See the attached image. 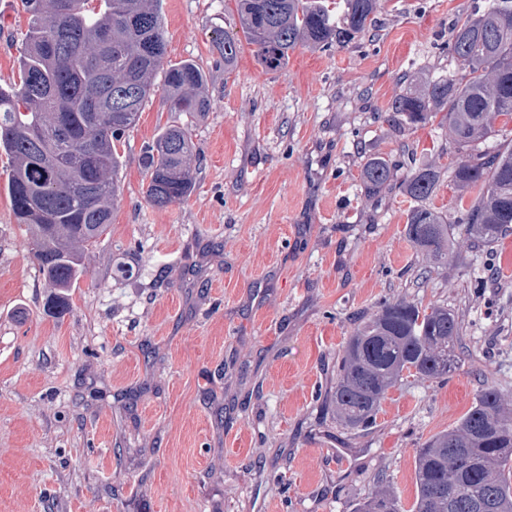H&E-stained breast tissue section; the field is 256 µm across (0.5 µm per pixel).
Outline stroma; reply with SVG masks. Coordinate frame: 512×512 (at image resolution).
I'll list each match as a JSON object with an SVG mask.
<instances>
[{
    "label": "stroma",
    "instance_id": "1",
    "mask_svg": "<svg viewBox=\"0 0 512 512\" xmlns=\"http://www.w3.org/2000/svg\"><path fill=\"white\" fill-rule=\"evenodd\" d=\"M485 2L381 0L359 40L297 47L275 70L246 45L228 70L213 39L238 31L234 0H161L167 59L208 76L195 188L145 199V146L187 121L152 98L58 318L0 151V512H354L384 479L408 506L416 448L482 388L512 405V231L434 263L405 234L413 200L362 179L372 157L434 159L427 207L451 221L472 202L447 127L394 133L384 116L406 82L447 74L452 23ZM28 26L21 0H0L2 86ZM401 298L458 314V369L398 380L372 426L345 428L336 363L363 315Z\"/></svg>",
    "mask_w": 512,
    "mask_h": 512
}]
</instances>
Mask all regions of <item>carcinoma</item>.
Returning a JSON list of instances; mask_svg holds the SVG:
<instances>
[{
  "label": "carcinoma",
  "mask_w": 512,
  "mask_h": 512,
  "mask_svg": "<svg viewBox=\"0 0 512 512\" xmlns=\"http://www.w3.org/2000/svg\"><path fill=\"white\" fill-rule=\"evenodd\" d=\"M29 29L18 57L19 81L0 87V150L10 157L8 191L14 217L27 226L40 271L58 291L45 312L60 317L84 272L79 247L96 243L112 223L120 184L117 145L134 129L146 102L162 90L169 112L202 117L210 108L207 74L191 59L166 60L158 0H22ZM380 0H236L240 35L216 39L224 69L242 43L277 69L297 46L321 50L364 36ZM448 59L465 70L429 80L390 102L393 128L436 117L448 125L457 160L451 175L479 188L469 207L448 224L420 205L436 191L441 168L406 167L386 158L364 165L373 194L395 187L418 206L405 233L440 263L448 236L458 253L491 245L512 227V146L489 144L492 119L512 113V0H487L450 29ZM163 74L162 84L156 83ZM197 149L189 127H165L143 157L147 202L159 209L193 192ZM462 332L444 306L385 301L364 316L347 341L331 401L352 430L370 425L388 390L404 373L446 380L456 372L451 354ZM355 512H404L385 486ZM410 512H512V412L506 394L479 391L458 424L425 441L415 454V498Z\"/></svg>",
  "instance_id": "carcinoma-1"
}]
</instances>
